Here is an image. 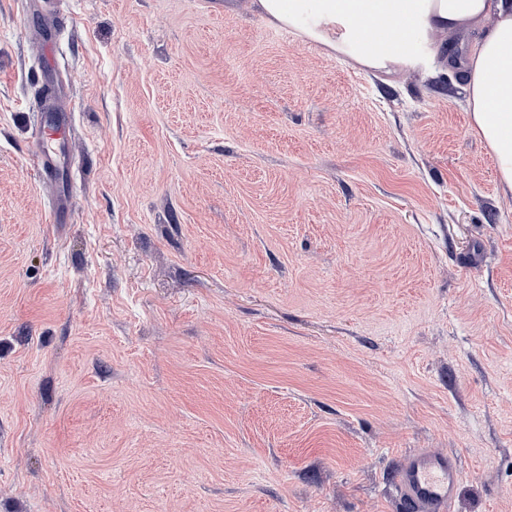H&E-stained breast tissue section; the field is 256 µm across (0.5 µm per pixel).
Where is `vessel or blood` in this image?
Returning a JSON list of instances; mask_svg holds the SVG:
<instances>
[{
	"mask_svg": "<svg viewBox=\"0 0 512 512\" xmlns=\"http://www.w3.org/2000/svg\"><path fill=\"white\" fill-rule=\"evenodd\" d=\"M38 148L33 165L40 177L55 180L62 164V147L72 130L71 115L56 112L55 98L35 97ZM462 472L453 454L421 448L402 456L390 475L402 512H453Z\"/></svg>",
	"mask_w": 512,
	"mask_h": 512,
	"instance_id": "obj_1",
	"label": "vessel or blood"
}]
</instances>
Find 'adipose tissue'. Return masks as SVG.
<instances>
[{
	"mask_svg": "<svg viewBox=\"0 0 512 512\" xmlns=\"http://www.w3.org/2000/svg\"><path fill=\"white\" fill-rule=\"evenodd\" d=\"M270 25L385 82L438 59L458 61L473 131L492 153L504 194L512 195V0H254ZM481 29L462 58L443 34Z\"/></svg>",
	"mask_w": 512,
	"mask_h": 512,
	"instance_id": "1",
	"label": "adipose tissue"
}]
</instances>
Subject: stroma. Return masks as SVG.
Wrapping results in <instances>:
<instances>
[{
  "label": "stroma",
  "instance_id": "35a3bbf8",
  "mask_svg": "<svg viewBox=\"0 0 512 512\" xmlns=\"http://www.w3.org/2000/svg\"><path fill=\"white\" fill-rule=\"evenodd\" d=\"M0 0V512H512V196L451 77L253 0ZM68 91L48 188L30 103ZM72 205L48 221L51 192ZM461 479L457 457L435 448L405 454L390 475L402 512H453Z\"/></svg>",
  "mask_w": 512,
  "mask_h": 512
}]
</instances>
